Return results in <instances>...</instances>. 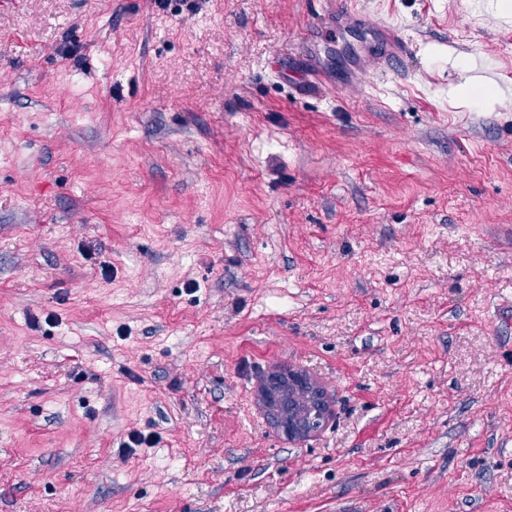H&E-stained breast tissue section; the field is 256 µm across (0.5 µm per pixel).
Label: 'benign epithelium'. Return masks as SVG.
I'll use <instances>...</instances> for the list:
<instances>
[{
  "label": "benign epithelium",
  "instance_id": "7a95c632",
  "mask_svg": "<svg viewBox=\"0 0 512 512\" xmlns=\"http://www.w3.org/2000/svg\"><path fill=\"white\" fill-rule=\"evenodd\" d=\"M256 400L269 423L291 443L317 434L332 415L325 388L290 366L269 372L260 383Z\"/></svg>",
  "mask_w": 512,
  "mask_h": 512
}]
</instances>
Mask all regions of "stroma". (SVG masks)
<instances>
[{"label": "stroma", "instance_id": "1", "mask_svg": "<svg viewBox=\"0 0 512 512\" xmlns=\"http://www.w3.org/2000/svg\"><path fill=\"white\" fill-rule=\"evenodd\" d=\"M353 2L0 0V512H512V19ZM333 14L335 15L336 25H341L344 19L352 20L356 22V25L360 29L366 31L367 34L378 43L379 51L377 56L368 58L360 72L364 71L369 66H375L378 69L392 67L408 50L403 37L390 25L372 21L369 17L360 12L351 16L348 9L343 6L334 10ZM296 398L299 405L294 402ZM256 400L269 423L291 443L317 434L332 415L325 388L306 372L290 366L269 372L260 383Z\"/></svg>", "mask_w": 512, "mask_h": 512}]
</instances>
